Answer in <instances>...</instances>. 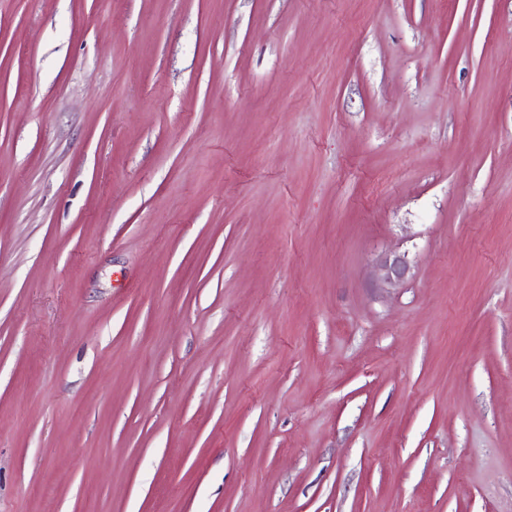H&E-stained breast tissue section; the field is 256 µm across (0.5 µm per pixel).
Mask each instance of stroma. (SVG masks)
I'll return each mask as SVG.
<instances>
[{"label": "stroma", "mask_w": 512, "mask_h": 512, "mask_svg": "<svg viewBox=\"0 0 512 512\" xmlns=\"http://www.w3.org/2000/svg\"><path fill=\"white\" fill-rule=\"evenodd\" d=\"M0 512H512V0H0ZM378 266L383 272L380 283L384 287H393L404 280L409 270L404 256L384 255L378 261Z\"/></svg>", "instance_id": "obj_1"}]
</instances>
